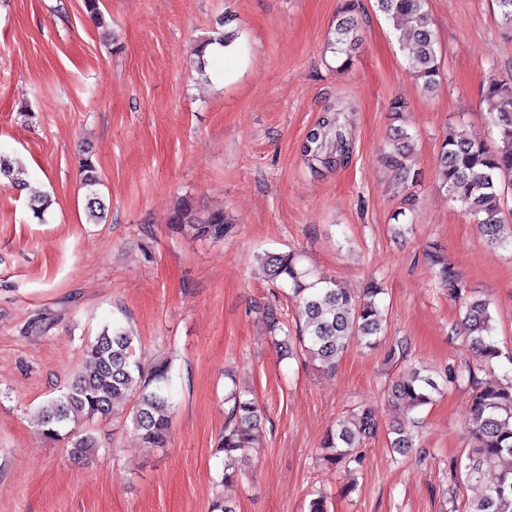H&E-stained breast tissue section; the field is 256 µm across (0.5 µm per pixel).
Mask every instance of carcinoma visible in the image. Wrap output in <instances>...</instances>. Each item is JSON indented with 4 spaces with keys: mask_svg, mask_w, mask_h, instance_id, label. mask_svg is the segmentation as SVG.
<instances>
[{
    "mask_svg": "<svg viewBox=\"0 0 512 512\" xmlns=\"http://www.w3.org/2000/svg\"><path fill=\"white\" fill-rule=\"evenodd\" d=\"M379 10L393 23L400 49L431 92L441 77L440 59L435 47L432 21L425 9V0H376ZM499 23L512 37V0H496ZM360 38L353 18L341 14L336 18L333 38L328 41L331 52L343 57L347 68ZM488 103V119L496 131V139L488 142L461 129L443 139L437 155L440 187L481 224L482 243L491 249L512 247V226L505 214L508 192L512 190V84L495 78L484 88ZM412 137L404 128H395L392 150L385 163L396 180L411 186L417 174L406 163L412 151ZM350 142L347 127L332 111L324 112L308 133L302 153L311 168L335 167L348 157ZM82 185L86 188V214L97 224L104 218V207L97 196L100 184L97 169L91 159L82 163ZM169 223L186 229L197 237L219 242L231 232L224 211L199 214L181 203L174 208ZM426 258L437 285L448 289V296L458 300L463 308V343L479 363L488 365L502 356L493 340L494 317L490 302L469 294L454 265L436 246L429 247ZM257 262L271 281L288 284V297L295 303L303 323L296 340L300 349L322 366L332 368L348 350L353 336L367 338L373 347L387 335L386 318L378 297L382 285L375 278L354 294L334 278L303 263L296 251L265 252ZM478 366L466 364L449 368L445 373L425 367L408 365L405 373L388 385L393 406L410 414L407 421L391 429V447L402 452L413 447L415 420L411 413L427 406L445 388L461 379L473 386L466 424L472 444L460 466L462 482L473 496L466 512H512V468H502L491 482L485 481L487 469L506 458H512V376L502 380L481 381ZM170 367L165 361L147 367L137 356L134 337L125 327H104L85 348V363L74 380L57 397L41 407L38 427L42 434L66 441L73 458L89 461L98 448L88 431L68 428L69 423L89 422L97 417L116 413V404L132 401V430L144 443L164 448L171 432L174 405L169 393ZM227 405L218 451L224 453V483L239 480L235 468L236 454L252 447L253 431L261 422L262 409L250 391L240 387L236 379L225 389ZM380 429L374 408H357L336 421V427L324 437L327 450L324 461L331 468L347 462H358L362 444Z\"/></svg>",
    "mask_w": 512,
    "mask_h": 512,
    "instance_id": "cac0c4a2",
    "label": "carcinoma"
}]
</instances>
